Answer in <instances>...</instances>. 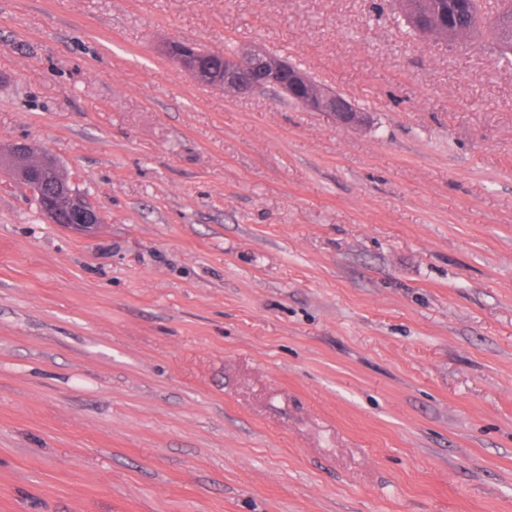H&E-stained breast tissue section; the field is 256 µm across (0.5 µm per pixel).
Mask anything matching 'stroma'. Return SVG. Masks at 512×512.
<instances>
[{
  "instance_id": "35a3bbf8",
  "label": "stroma",
  "mask_w": 512,
  "mask_h": 512,
  "mask_svg": "<svg viewBox=\"0 0 512 512\" xmlns=\"http://www.w3.org/2000/svg\"><path fill=\"white\" fill-rule=\"evenodd\" d=\"M372 3L0 0V146L101 215L0 173V512H512V64ZM201 52L203 51L196 44L187 41H173L165 47L167 56L199 82L224 89L226 93L245 94L272 89L310 112L327 114L340 125L353 128L367 122L366 112L355 107L347 98L316 82L306 71L281 56L262 49L222 54L224 57L208 53L199 55ZM195 57L200 71L191 67ZM223 68L224 79L214 82H210L202 74L209 75L214 80L221 76ZM43 164L45 167L50 168L41 175L43 185L41 181H33L30 183L29 189L39 199L42 196L43 190L42 197L53 203L56 219L60 223H66L59 225L73 231L85 232L100 224L99 214L94 208L79 213L84 209L83 204L79 199H74L66 193L65 185L69 183V179L62 166L58 164L52 167V157H47ZM73 221L75 223H72Z\"/></svg>"
}]
</instances>
